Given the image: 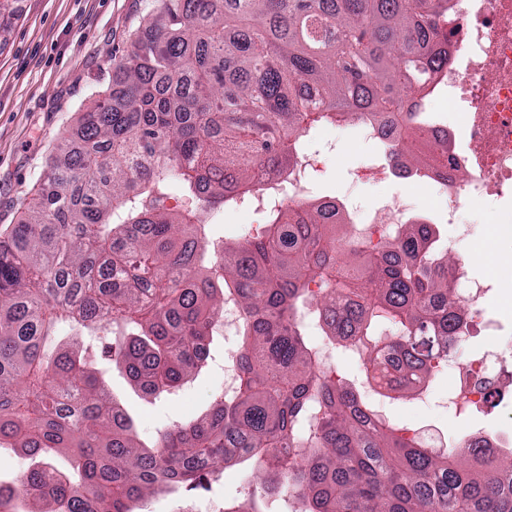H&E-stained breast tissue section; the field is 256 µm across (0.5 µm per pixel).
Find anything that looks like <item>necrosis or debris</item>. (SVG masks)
Listing matches in <instances>:
<instances>
[{"mask_svg": "<svg viewBox=\"0 0 512 512\" xmlns=\"http://www.w3.org/2000/svg\"><path fill=\"white\" fill-rule=\"evenodd\" d=\"M448 41L452 54L440 89L450 109L462 115L464 147L450 148L453 130L441 123L427 127L423 140L432 151H448L447 170L454 182L442 195V210L455 221L464 204L493 202L497 224L512 237V0H457ZM319 162L318 153L303 150L290 181L268 172L259 191L239 203V210L258 215L286 199L302 198ZM461 169L469 174L463 182L455 179ZM326 205L348 218L353 233L379 255L387 251V226L406 223L411 214L403 196L365 213L338 198L327 200ZM470 235L469 225L455 221L454 241ZM451 276L462 282L458 297L467 313V329H478L491 342L480 355L458 365L455 384L441 405L458 416L490 398L512 408V391L505 387L506 381H512V332L489 311L500 286L486 276L464 277L458 269Z\"/></svg>", "mask_w": 512, "mask_h": 512, "instance_id": "1", "label": "necrosis or debris"}]
</instances>
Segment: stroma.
Segmentation results:
<instances>
[{"label":"stroma","instance_id":"35a3bbf8","mask_svg":"<svg viewBox=\"0 0 512 512\" xmlns=\"http://www.w3.org/2000/svg\"><path fill=\"white\" fill-rule=\"evenodd\" d=\"M156 6V0H10L7 10L0 12V232L26 212L57 149L77 146L73 131L83 104L91 93L105 92L116 81L119 65ZM305 139L310 149L320 152L334 139L346 146L342 160L324 158L307 200L350 197L368 210L402 193L397 179L381 185L354 179V172L372 164L378 153L375 144L358 137L355 127L315 126ZM458 220L471 225L472 236L469 247L454 249V256L464 258L471 247L495 256V276L505 295L511 296L512 240L498 237L493 215L483 208L464 206ZM240 348V336L214 337L209 345L213 362L172 397L144 395L116 367L107 372L106 380L134 417L141 440L150 444L173 421L187 422L212 408L224 382V355ZM453 382L450 368L432 378L425 405L406 393L390 394L388 421L418 431L436 426L451 444L473 430L491 435L512 427V411L500 407L483 406L466 418L441 407ZM252 472V464L243 462L212 474V490L201 497V504L217 510L240 499Z\"/></svg>","mask_w":512,"mask_h":512}]
</instances>
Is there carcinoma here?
I'll return each instance as SVG.
<instances>
[{"label": "carcinoma", "instance_id": "carcinoma-1", "mask_svg": "<svg viewBox=\"0 0 512 512\" xmlns=\"http://www.w3.org/2000/svg\"><path fill=\"white\" fill-rule=\"evenodd\" d=\"M158 2L118 88L80 114L82 146L51 158L0 241V447L32 460L0 484V512H135L245 461L253 488L224 512H266L283 494L294 512H512V451L485 438L422 446L318 372L304 333L314 323L366 349L382 389L423 388L463 318L457 260L433 225H394L383 261L319 203L267 210L256 237L221 255L207 223L252 197L259 172L290 176L318 125L393 121L385 154L426 173L407 141L448 67L454 0ZM175 187L181 211L161 204ZM231 293L244 314L238 394L149 449L82 337L168 394L204 367ZM64 323L71 335L49 349ZM61 452L67 470L50 463Z\"/></svg>", "mask_w": 512, "mask_h": 512}]
</instances>
